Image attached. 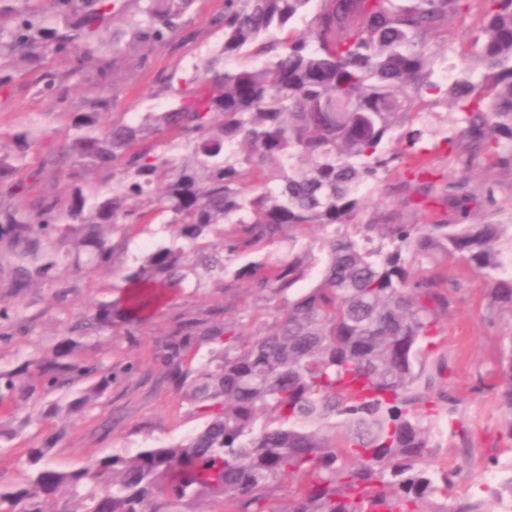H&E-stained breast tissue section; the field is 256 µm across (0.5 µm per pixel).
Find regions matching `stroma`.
Here are the masks:
<instances>
[{
	"instance_id": "35a3bbf8",
	"label": "stroma",
	"mask_w": 512,
	"mask_h": 512,
	"mask_svg": "<svg viewBox=\"0 0 512 512\" xmlns=\"http://www.w3.org/2000/svg\"><path fill=\"white\" fill-rule=\"evenodd\" d=\"M224 0H196L187 15L193 39L154 44L128 43L117 62L110 84H97L93 76L74 79L66 99L44 90L40 71L15 63L10 92H0V132L18 131L40 124L46 132V147H59L72 113L82 111L86 97L112 98L105 121L142 119L147 113L161 112L173 99L172 89L159 83L160 75L188 73L209 56L220 41L210 18L222 11ZM475 13L451 19L447 30L434 43L435 77L447 81L449 64H462L463 53L477 35ZM433 168L432 190L426 196L437 199V211L453 224H512V171L503 172L479 162L463 169L446 148H429ZM468 178L470 186L482 188L491 198L471 206L468 214L450 212L440 202L441 187L451 180ZM408 175L392 169L363 187L365 205L355 217L359 224L422 223L418 203L421 194ZM171 228L151 224L139 232L127 248L117 250L112 263L82 272L71 271L74 255L71 239L53 238L51 251L60 260L50 281L14 293L10 245L0 239V302L19 308L32 319L30 330L0 324V367L9 369L49 351L66 328L79 317L90 314L93 304L120 296L125 288L124 274L138 266L156 245L169 242ZM449 284L458 288L456 305L444 318L445 345L430 361L437 378L436 389L458 401L453 422H440L434 440L438 446L433 466L457 471L453 496L471 494L487 472L491 457L512 461V446L504 437L506 410L499 393V356L504 342L512 338V315L488 317L486 286L464 266L448 264ZM66 279L71 290L57 299L55 280ZM285 294L267 293L257 297L244 287L231 291L202 284L178 290L160 310L144 322L135 335L88 336L83 340V356L112 371V386L75 418L64 416L72 394L67 390L39 393L20 406L21 412L40 414L38 424H14L15 434L0 439V478L24 483L32 468L25 454L29 448L48 451L52 467L76 469L92 456L122 449L170 443L194 432L201 418L184 402L174 385L159 372L154 354L168 339L178 318L204 316L218 308L241 325L244 339L261 334L273 323Z\"/></svg>"
}]
</instances>
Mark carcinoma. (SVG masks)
I'll use <instances>...</instances> for the list:
<instances>
[{"mask_svg":"<svg viewBox=\"0 0 512 512\" xmlns=\"http://www.w3.org/2000/svg\"><path fill=\"white\" fill-rule=\"evenodd\" d=\"M195 0H134L125 19L131 40H189L185 16ZM313 0H224L210 25L222 33L219 52L179 82L164 112L138 123L101 122L108 97L85 100L72 133L48 152L37 174H52L61 189L32 201L26 159L42 143L36 128L0 133L14 152L0 151V237L12 247L13 287L43 280L57 264L49 251L57 234L74 238V269L100 267L121 243L149 224L175 228L126 275L116 300L71 323L51 352L13 369H0V437L16 417L14 397L39 389L85 387L67 404L76 416L112 385V371L81 357L85 336L106 331L135 335L138 326L201 269L217 288L243 281L257 295L293 289L302 259L247 264L232 280L226 265L313 224L322 277L288 298L273 327L247 342L241 325L182 319L155 356L183 400L203 418L201 429L175 441L95 456L74 470L38 468L23 485L0 481V512H197L203 498L224 512H491L512 492L477 489L444 509L456 472L433 468L431 427L456 413L430 395L425 361L435 354L441 318L455 303L440 270L457 263L488 285L487 314L512 313V226L357 224L356 236L334 228L363 207L361 187L395 165L418 179L431 174L422 124L405 131L388 152L394 128L451 101L461 128L444 142L465 167L482 156L512 170V0H318L309 28L293 21ZM478 9L473 41L481 75L461 72L443 85L433 78L428 50L448 21ZM125 8L112 0H0V87L13 59L40 67L48 52L74 56L66 72L39 81L64 93L78 75L110 82L126 51L112 37L111 55L98 54L102 31ZM284 33L262 44L259 67H224L245 58L270 29ZM106 173L111 193L90 185ZM442 199L457 212L476 201L468 183L450 180ZM376 233L385 244L369 248ZM213 345L192 367L198 343ZM501 405L512 441V339L499 360ZM286 502L278 503L283 479Z\"/></svg>","mask_w":512,"mask_h":512,"instance_id":"carcinoma-1","label":"carcinoma"}]
</instances>
